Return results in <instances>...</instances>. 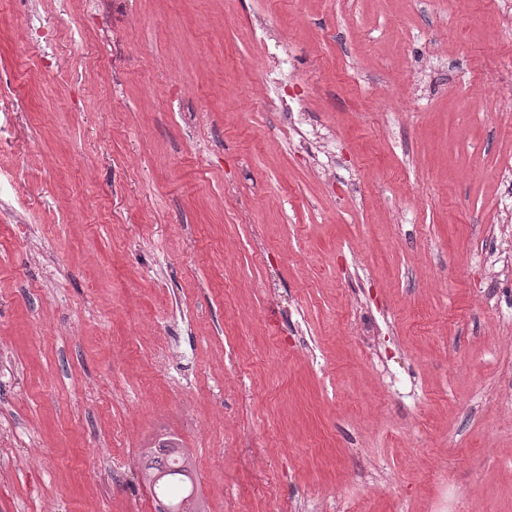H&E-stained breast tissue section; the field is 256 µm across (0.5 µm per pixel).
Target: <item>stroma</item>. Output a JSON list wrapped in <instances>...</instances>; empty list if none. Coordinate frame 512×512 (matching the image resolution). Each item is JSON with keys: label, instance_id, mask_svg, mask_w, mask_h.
<instances>
[{"label": "stroma", "instance_id": "1", "mask_svg": "<svg viewBox=\"0 0 512 512\" xmlns=\"http://www.w3.org/2000/svg\"><path fill=\"white\" fill-rule=\"evenodd\" d=\"M0 169V512H512V0H0ZM143 458V478L153 490L157 511L170 512L165 509L167 504L184 503L188 495L182 494L194 481V469L190 457L180 446L172 439H163L146 451ZM158 475L162 478L156 482Z\"/></svg>", "mask_w": 512, "mask_h": 512}]
</instances>
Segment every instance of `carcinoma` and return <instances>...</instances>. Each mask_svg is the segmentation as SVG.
Instances as JSON below:
<instances>
[{
  "mask_svg": "<svg viewBox=\"0 0 512 512\" xmlns=\"http://www.w3.org/2000/svg\"><path fill=\"white\" fill-rule=\"evenodd\" d=\"M143 478L157 501V512H168L170 503L182 504L194 481L190 457L171 439H163L143 455Z\"/></svg>",
  "mask_w": 512,
  "mask_h": 512,
  "instance_id": "obj_1",
  "label": "carcinoma"
}]
</instances>
